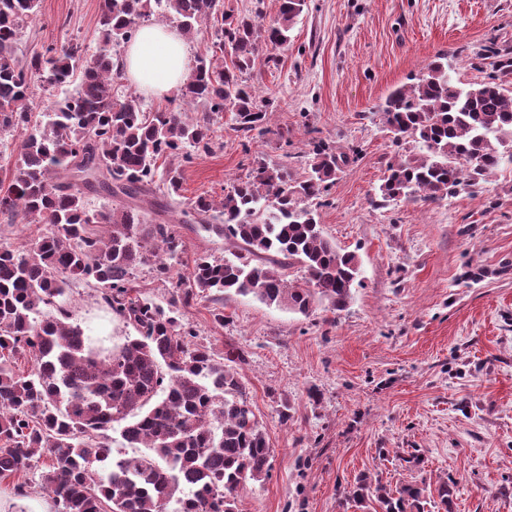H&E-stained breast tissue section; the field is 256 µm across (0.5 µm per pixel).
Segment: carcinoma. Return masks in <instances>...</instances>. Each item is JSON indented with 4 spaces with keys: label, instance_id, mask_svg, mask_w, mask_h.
Returning <instances> with one entry per match:
<instances>
[{
    "label": "carcinoma",
    "instance_id": "carcinoma-1",
    "mask_svg": "<svg viewBox=\"0 0 512 512\" xmlns=\"http://www.w3.org/2000/svg\"><path fill=\"white\" fill-rule=\"evenodd\" d=\"M306 5L280 0L276 21L261 25L224 11V0H101L103 50L88 55L69 42L22 59L21 26L37 0H0V134H24L15 162L0 168V214L8 224L45 225L27 245H0V480L24 478L50 458L40 478L55 512H239L238 490L269 477L267 434L239 374L195 341L179 310L210 300L222 325L218 303L231 292L302 315L317 303L345 310L360 261L324 235L313 201L347 157L319 142L304 180L258 159L220 199L184 200L182 164L211 151L213 123L181 110L148 112L139 97L118 91L123 66L112 46L130 42L154 14L178 21L187 35L212 23L218 41L182 95L213 114L232 113L236 131L260 139L271 104H257L246 75L256 61H274L267 48L288 44ZM494 66L488 80L463 87L437 59L387 96L382 124L418 153L389 164L382 202L475 195L512 159V65ZM36 77L62 94L39 120ZM89 193L130 202L92 210ZM161 197L179 210V223L239 249L232 259L199 256L167 308L135 285L143 265L170 278L182 249ZM295 267L302 287L283 274ZM74 280L137 336L92 347L59 303ZM28 355L33 363L23 371L18 360ZM116 441L144 452L125 455L111 448ZM422 492L365 474L348 497L360 502L373 493L384 512H421Z\"/></svg>",
    "mask_w": 512,
    "mask_h": 512
}]
</instances>
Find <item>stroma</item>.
<instances>
[{"mask_svg": "<svg viewBox=\"0 0 512 512\" xmlns=\"http://www.w3.org/2000/svg\"><path fill=\"white\" fill-rule=\"evenodd\" d=\"M100 3L39 0L23 52L77 42L98 53ZM290 36L250 77L258 100L274 101L270 134L246 141L231 113L214 116L212 150L185 164L182 194L221 196L258 155L301 180L314 143L334 146L350 161L317 220L358 256L361 275L342 311L319 304L304 316L233 293L220 324L210 303L184 309L199 341L234 354L272 448L269 478L239 490L240 508L381 512L375 497L346 496L367 474L418 485L425 512H512V165L475 195L373 204L389 162L414 151L380 122L387 96L440 55L454 80H486L488 49L512 59V0H307ZM181 235L171 279L148 265L137 272L145 297L163 306L199 255L235 251L194 224ZM61 304L94 347L134 333L82 282ZM283 403L290 419L277 412ZM444 480L456 484L447 508L435 492ZM28 486L18 498L0 483V512H55L38 472Z\"/></svg>", "mask_w": 512, "mask_h": 512, "instance_id": "obj_1", "label": "stroma"}]
</instances>
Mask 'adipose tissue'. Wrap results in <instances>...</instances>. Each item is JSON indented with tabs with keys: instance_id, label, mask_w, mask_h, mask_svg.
Returning <instances> with one entry per match:
<instances>
[{
	"instance_id": "obj_1",
	"label": "adipose tissue",
	"mask_w": 512,
	"mask_h": 512,
	"mask_svg": "<svg viewBox=\"0 0 512 512\" xmlns=\"http://www.w3.org/2000/svg\"><path fill=\"white\" fill-rule=\"evenodd\" d=\"M125 68L129 82L147 95L162 96L184 84L189 68L182 33L157 24L140 27L128 46Z\"/></svg>"
}]
</instances>
